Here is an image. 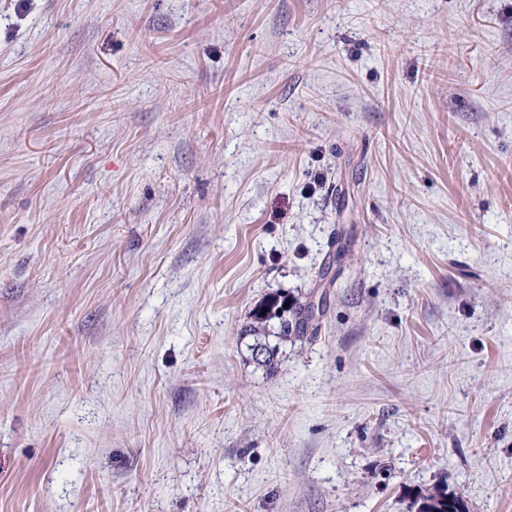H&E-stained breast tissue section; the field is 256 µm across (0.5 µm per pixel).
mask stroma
Returning <instances> with one entry per match:
<instances>
[{
  "label": "stroma",
  "mask_w": 512,
  "mask_h": 512,
  "mask_svg": "<svg viewBox=\"0 0 512 512\" xmlns=\"http://www.w3.org/2000/svg\"><path fill=\"white\" fill-rule=\"evenodd\" d=\"M438 492L512 512V0H0V512ZM268 308L266 311V315H262V309ZM259 309L255 314L254 324L249 326V329L245 330L246 335L250 336H241L242 339L250 337L252 339V343L247 345V349L251 353V359L258 366L265 367L266 370L274 369L277 361V347L276 345L272 346L269 341L266 323L270 322L272 319H282L279 313V309L277 307V300L271 299L269 300L265 306ZM260 349L264 351V355L262 359H257L253 356V350ZM315 315L309 311L308 303L300 304L294 311V317L291 321L282 320L280 322V336L282 339L295 338L303 340L308 334H313L317 330V326H313L312 322Z\"/></svg>",
  "instance_id": "1"
}]
</instances>
